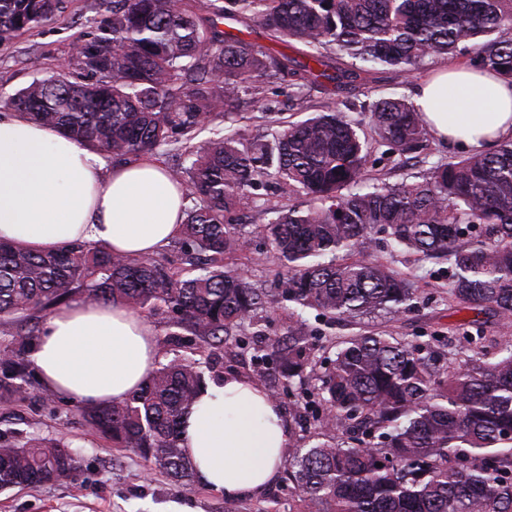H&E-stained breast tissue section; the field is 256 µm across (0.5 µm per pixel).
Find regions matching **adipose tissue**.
<instances>
[{
    "label": "adipose tissue",
    "mask_w": 512,
    "mask_h": 512,
    "mask_svg": "<svg viewBox=\"0 0 512 512\" xmlns=\"http://www.w3.org/2000/svg\"><path fill=\"white\" fill-rule=\"evenodd\" d=\"M414 102L451 147L482 153L512 139V83L493 71L440 68L416 84ZM185 204L183 187L150 157L111 169L102 153L53 129L0 115V239L37 253L87 241L147 256L179 236ZM31 360L48 391L101 405L141 387L160 357L142 316L76 300L47 318ZM181 445L202 484L240 500L276 479L290 433L260 383L228 373L184 416Z\"/></svg>",
    "instance_id": "adipose-tissue-1"
}]
</instances>
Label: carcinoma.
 Listing matches in <instances>:
<instances>
[{
	"mask_svg": "<svg viewBox=\"0 0 512 512\" xmlns=\"http://www.w3.org/2000/svg\"><path fill=\"white\" fill-rule=\"evenodd\" d=\"M69 3L0 0V46ZM227 21L258 23L274 40L302 45L306 61L225 31ZM77 43L64 79L57 71L36 79L10 106L119 164L181 144L184 165L170 172L193 205L178 261L90 242L34 253L0 241V320L18 322L0 354V408L35 388V320L76 299L168 314L171 335L199 337L208 365L244 324L263 335L267 295L224 259L244 244L246 192L305 196L306 206L268 208L262 228L285 269L275 294L288 338L271 341L284 384L304 380L308 368V340L293 330L306 310L334 328L412 304L414 282L363 255L380 233L418 261L448 263V305L473 313L456 328L475 334L445 368L436 366L441 352L385 332L335 337L331 368L314 392H302L324 412L288 474L300 512H512V341L487 343L481 320L512 316V140L391 184L368 177L371 144L404 164L427 136L421 112L403 97L359 105L371 142L331 105L303 121L274 115L261 139L235 127L270 93L306 112L308 90L352 89L368 63L401 77L465 50L468 65L511 82L512 0H112ZM210 125L212 136L194 144ZM203 385L201 361L176 358L139 391L81 415L187 488L194 471L178 425ZM80 467L68 440L0 432L1 490L68 483Z\"/></svg>",
	"mask_w": 512,
	"mask_h": 512,
	"instance_id": "cac0c4a2",
	"label": "carcinoma"
}]
</instances>
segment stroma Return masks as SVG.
<instances>
[{"instance_id":"1","label":"stroma","mask_w":512,"mask_h":512,"mask_svg":"<svg viewBox=\"0 0 512 512\" xmlns=\"http://www.w3.org/2000/svg\"><path fill=\"white\" fill-rule=\"evenodd\" d=\"M104 0H73L68 14L38 30L23 35L14 44L0 47V113L6 102L33 80L50 73L57 62L66 59L80 35L91 29L94 18L104 14ZM437 60L427 61L410 79L396 77L388 69L377 66L363 75L355 91L335 88L317 89L311 102L320 106L327 102H361L363 99L411 96L418 82L437 67ZM279 196L260 200L250 195L245 207L253 232L248 235L241 252L229 258V266L245 272L260 288H273L281 271L268 241L260 228L266 221L263 204H278ZM369 258L379 260L393 270L411 276L417 283V304L411 311L398 315L384 314L365 319L364 329L386 330L405 340L428 344L433 335H449L451 328L465 319V312L448 306V267L437 262H417L395 251L385 239L378 237L367 250ZM265 333L255 336L248 329L228 337L223 352L225 371L253 378L256 357L269 338L282 336L288 322L276 304H268L264 313ZM266 388L273 392L284 412L294 443L308 441L314 434L311 418L314 407L304 406L290 395L277 377L278 366L268 361ZM0 429L18 436L73 439L82 458V470L74 481L39 488H12L0 491V512H165L170 502L190 506L192 512H261L272 506L276 512H298V499L291 488L287 470L260 494L243 500H226L223 494L194 482L185 490L165 474L132 452L112 447L85 424L77 405L57 397L54 409H46L39 396L32 394L10 409H0Z\"/></svg>"}]
</instances>
